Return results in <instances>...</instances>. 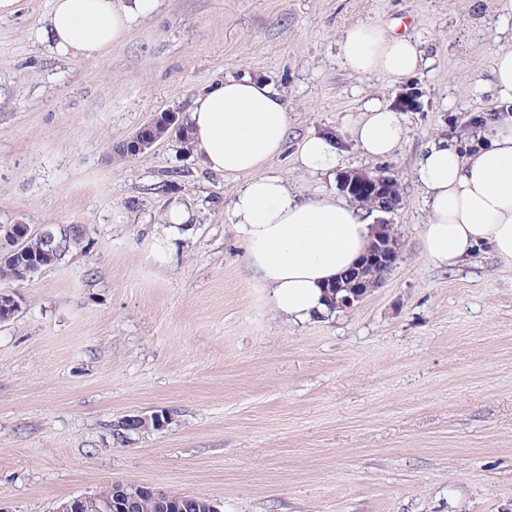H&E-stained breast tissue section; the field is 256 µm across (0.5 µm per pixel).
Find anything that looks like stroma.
I'll list each match as a JSON object with an SVG mask.
<instances>
[{
  "label": "stroma",
  "mask_w": 512,
  "mask_h": 512,
  "mask_svg": "<svg viewBox=\"0 0 512 512\" xmlns=\"http://www.w3.org/2000/svg\"><path fill=\"white\" fill-rule=\"evenodd\" d=\"M50 0L0 13V224L76 225L85 237L29 280L0 323V506L54 512L115 482L201 496L221 512H512V265L480 245L440 268L416 183L433 143L468 151L506 117L493 77L512 47L497 0H155L100 61L37 40ZM360 23L416 40L419 71L358 75L339 37ZM252 75L287 104L271 163L307 199L337 176L301 175L300 138L337 134L366 100L400 106L408 136L344 171L396 181L400 244L353 308L276 315L227 225L233 184L175 138L136 158L114 147L215 80ZM192 214L172 258L146 238L172 204ZM169 424L117 440L124 415Z\"/></svg>",
  "instance_id": "stroma-1"
}]
</instances>
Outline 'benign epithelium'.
<instances>
[{"mask_svg":"<svg viewBox=\"0 0 512 512\" xmlns=\"http://www.w3.org/2000/svg\"><path fill=\"white\" fill-rule=\"evenodd\" d=\"M158 119L154 118L138 128L136 133L125 141L130 157H136L152 147L156 143L153 130L156 127ZM386 179L379 170H363L350 172L346 174L341 181L342 191L348 195L358 192L362 186H371L375 188L376 197L379 200L378 211L383 213V216L377 218L375 224L379 229V242L369 254L363 257L356 267L352 268L344 280L336 282V288L348 289L351 294L339 299V307L351 308L355 302L362 299V297L373 287L375 284L365 278V269L371 265L376 267L391 269L394 265L399 250V242L393 236L390 220L384 218V215L394 212L398 208V204L388 199L386 196ZM170 420V416L166 413L154 412L148 414H132L125 415L117 421V425L134 424L141 428L155 427L157 429L163 428ZM149 493L156 496L161 495V492L154 491L143 485L136 483H128L120 488V500L125 504L130 505L138 500L139 495ZM116 507V503L112 499L100 498L90 495H81L73 497L68 501L60 504L55 512H112Z\"/></svg>","mask_w":512,"mask_h":512,"instance_id":"benign-epithelium-1","label":"benign epithelium"}]
</instances>
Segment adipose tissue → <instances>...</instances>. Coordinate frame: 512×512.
Wrapping results in <instances>:
<instances>
[{
    "label": "adipose tissue",
    "instance_id": "1",
    "mask_svg": "<svg viewBox=\"0 0 512 512\" xmlns=\"http://www.w3.org/2000/svg\"><path fill=\"white\" fill-rule=\"evenodd\" d=\"M153 0H51L37 30L39 42L56 57L100 59L124 41L134 12ZM345 64L358 74L392 81L420 68L417 41L357 24L344 30ZM188 147L208 170L236 180L227 220L245 249L257 287L268 291L274 310L304 323L324 315L328 284L355 265L377 237V227L359 204L324 195L302 200L286 181L269 172L285 146L288 118L277 91L249 75L214 82L194 96L184 117ZM408 129L399 112L371 102L342 120V134L363 154L385 158L404 142ZM336 140L310 135L297 146L298 171L330 174L341 164ZM414 176L426 194L429 220L421 231L425 256L439 267L466 262L483 244L512 264V123L502 122L487 145L463 156L448 145L430 146ZM190 212L170 207L149 235L150 258L166 264L175 247V229Z\"/></svg>",
    "mask_w": 512,
    "mask_h": 512
}]
</instances>
